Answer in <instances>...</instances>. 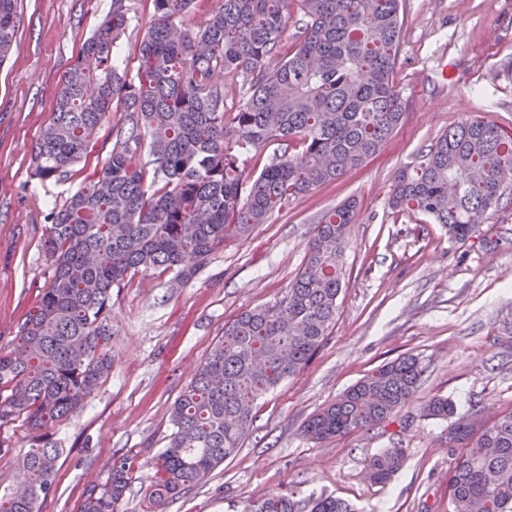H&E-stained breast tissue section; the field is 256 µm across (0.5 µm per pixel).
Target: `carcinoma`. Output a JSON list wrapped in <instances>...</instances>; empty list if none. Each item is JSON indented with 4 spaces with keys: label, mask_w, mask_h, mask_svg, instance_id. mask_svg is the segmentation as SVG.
Masks as SVG:
<instances>
[{
    "label": "carcinoma",
    "mask_w": 512,
    "mask_h": 512,
    "mask_svg": "<svg viewBox=\"0 0 512 512\" xmlns=\"http://www.w3.org/2000/svg\"><path fill=\"white\" fill-rule=\"evenodd\" d=\"M14 2L0 0V63L15 37ZM193 2L152 0L154 22L130 78L114 59L127 25L124 0H112L37 139L34 176L44 181L81 161L99 126L110 122L115 133L102 167L47 216L43 248L53 277L12 345L0 348V427L20 419L37 432L36 446L20 457L23 478L0 495V512H41L50 495L61 455L50 430L75 415L112 368V288L157 268L173 271L177 284L192 280L221 245L377 155L403 118L393 82L402 0H216L205 23L189 30L182 18ZM295 12L297 43L284 55ZM239 74L246 90L230 108L220 80ZM272 143L282 154L247 173L242 154ZM145 146L148 167L140 163ZM510 185L512 135L470 118L397 173L390 205L445 225L463 242ZM354 209L349 200L320 217L279 304L224 325L172 406L166 447L146 462L154 471L150 512H163L234 455L257 401L296 375L329 335ZM422 373L412 357L381 365L307 420L303 434L320 442L389 420ZM422 416L450 421L448 435L460 445L448 468L449 512H512V414L489 423L479 410L459 414L434 396ZM405 460L406 449L386 448L364 460L365 474L384 485ZM133 470L128 459H113L82 512H120ZM248 512L356 510L333 495L300 500L290 488Z\"/></svg>",
    "instance_id": "1"
}]
</instances>
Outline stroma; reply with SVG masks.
<instances>
[{"label":"stroma","instance_id":"stroma-1","mask_svg":"<svg viewBox=\"0 0 512 512\" xmlns=\"http://www.w3.org/2000/svg\"><path fill=\"white\" fill-rule=\"evenodd\" d=\"M128 25L117 58L135 73L150 0H124ZM112 0H16L17 30L0 64V347L50 283L46 216L74 194L112 150L111 125L68 174L33 178V147L53 116L65 72ZM394 80L405 112L364 167L290 200L269 223L220 248L197 276L173 287L154 269L112 291V369L80 411L57 426L62 448L43 512H79L120 456L146 460L167 443L171 407L243 311L271 307L304 264L319 217L357 201L343 256L345 287L329 336L297 375L257 402L252 431L207 482L165 512H246L297 484L301 498L332 494L360 512H448V423L421 417L441 395L459 412L512 413V188L464 242L421 214L390 208L394 177L445 130L485 117L512 131V0H405ZM415 356L413 397L384 424L315 443L304 422L380 365ZM406 448L387 484L363 474L365 457Z\"/></svg>","mask_w":512,"mask_h":512}]
</instances>
